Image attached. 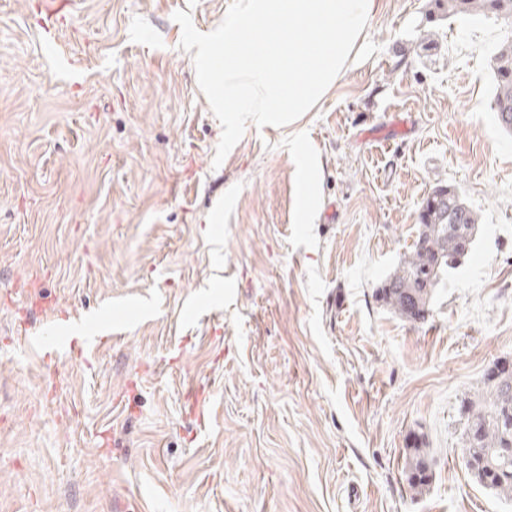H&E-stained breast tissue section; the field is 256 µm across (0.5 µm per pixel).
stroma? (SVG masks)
<instances>
[{
	"instance_id": "stroma-1",
	"label": "stroma",
	"mask_w": 512,
	"mask_h": 512,
	"mask_svg": "<svg viewBox=\"0 0 512 512\" xmlns=\"http://www.w3.org/2000/svg\"><path fill=\"white\" fill-rule=\"evenodd\" d=\"M230 3L0 0V512H512L461 455L512 359L497 26L381 0L380 52L217 166L172 15ZM440 186L479 230L413 323L376 291ZM424 448L422 439L413 437L407 445L406 464L409 470V482L413 489L424 490L428 486L430 456Z\"/></svg>"
}]
</instances>
